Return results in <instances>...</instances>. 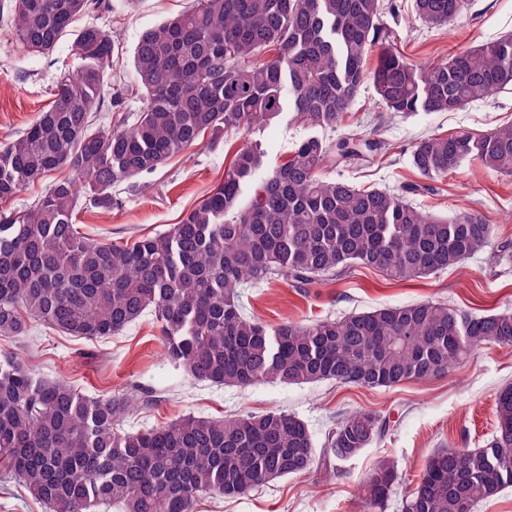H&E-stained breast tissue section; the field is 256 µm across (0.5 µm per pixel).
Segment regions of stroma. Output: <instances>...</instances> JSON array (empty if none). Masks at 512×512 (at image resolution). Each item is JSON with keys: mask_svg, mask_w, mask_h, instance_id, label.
Here are the masks:
<instances>
[{"mask_svg": "<svg viewBox=\"0 0 512 512\" xmlns=\"http://www.w3.org/2000/svg\"><path fill=\"white\" fill-rule=\"evenodd\" d=\"M190 2L133 0L125 5L116 0L112 11L84 15L74 22L77 30L97 25L112 32L114 52L106 95H120L131 110L140 106L141 94L131 84L135 45L146 29L181 13ZM384 2L382 24L391 46L423 67L457 50L512 34V0H470L466 12L441 26L425 23L413 0ZM9 27L0 13V143L16 137L50 107L53 85L77 64L72 36L62 37L51 54L39 57L24 51ZM510 124L512 90L508 88L455 112L393 117L372 84H364L340 127L324 137L335 141L352 131H366L390 148L368 163L328 160L323 175L405 195L434 215L475 212L495 229L491 246L463 266L410 281L392 280L363 267L318 285H302L286 277L263 281L246 291L243 301L249 313L273 326L285 320L307 323L424 300L474 314L512 311V177L467 163L447 176L428 178L411 162V150L422 137L485 134ZM310 134L287 111L254 133L232 132L215 144L202 141L152 174L114 185L110 209L80 201L77 228L87 237L119 245L164 232L223 181L225 168L243 144L261 142L262 170L267 173L287 161ZM0 352L29 359L39 377L66 380L89 397L136 393L120 425L124 431L189 413L223 418L278 410L304 420L321 449L337 419L347 413L372 410L387 423L384 437L352 458L332 460L325 469L277 479L238 497L199 499L195 512H364L359 481L383 461L393 463L398 474L384 512H398L401 499L416 487L434 451L478 448L493 436L496 394L512 383V347L494 344L485 345L445 376L390 388L332 381L298 386L265 382L246 388L193 382L168 362L160 330L148 316L99 342L37 325L26 336L1 338Z\"/></svg>", "mask_w": 512, "mask_h": 512, "instance_id": "obj_1", "label": "stroma"}]
</instances>
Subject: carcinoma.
<instances>
[{
	"label": "carcinoma",
	"mask_w": 512,
	"mask_h": 512,
	"mask_svg": "<svg viewBox=\"0 0 512 512\" xmlns=\"http://www.w3.org/2000/svg\"><path fill=\"white\" fill-rule=\"evenodd\" d=\"M102 5L112 9L103 0H8L7 8L16 42L45 56L77 16ZM466 5L414 0L431 25ZM383 9V0H193L140 36L133 68L143 106L136 118L125 112L107 126L95 118L112 34L97 25L78 31L79 64L56 82L50 108L0 144V336L43 324L94 340L149 314L174 368L196 382L240 388L327 380L394 387L441 377L487 344L512 346V311L474 315L433 300L275 326L246 313L244 291L261 281L312 284L353 266L410 280L489 247L492 225L474 212L437 217L401 195L322 177L331 155L361 156L357 133L336 142L307 137L261 178L264 152L248 142L224 181L179 223L130 246L77 231L79 193L107 209L114 184L154 172L207 134L214 143L231 131L252 132L286 110L307 128L334 131L368 80L402 115L453 112L512 87V35L422 70L383 44ZM411 159L429 178L470 161L512 176V124L431 135L413 146ZM61 168L73 177L20 209L5 207ZM128 411L126 398L85 396L0 354V468L50 512H193L199 496L237 497L331 456L349 459L386 430L377 413L352 412L319 456L308 424L282 411L225 419L189 413L120 433ZM495 414V435L482 447L431 455L401 512H475L512 486V384L498 391ZM395 481L385 463L362 480L370 512L383 508Z\"/></svg>",
	"instance_id": "obj_1"
}]
</instances>
